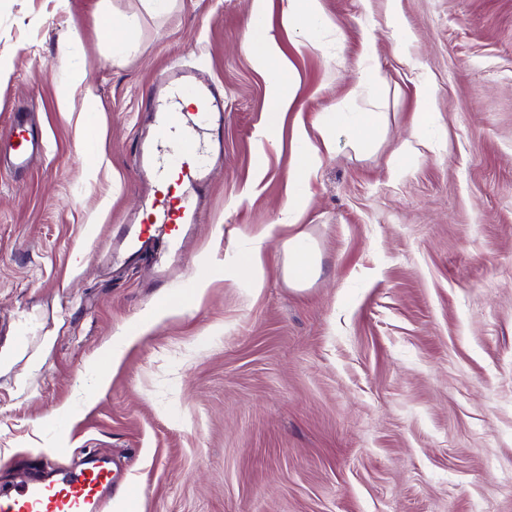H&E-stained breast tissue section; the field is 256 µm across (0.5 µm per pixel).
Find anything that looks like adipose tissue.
Returning <instances> with one entry per match:
<instances>
[{"mask_svg":"<svg viewBox=\"0 0 512 512\" xmlns=\"http://www.w3.org/2000/svg\"><path fill=\"white\" fill-rule=\"evenodd\" d=\"M284 22L289 30L301 34L307 45L316 46V34L324 25L320 0H287ZM244 47L259 58L266 77L269 107L265 128L269 131L280 129L284 116L297 99L299 83L267 25L264 0H253ZM295 137L300 147L288 168V193L283 203V211L292 225L297 222L301 195L320 166L323 151L332 146L331 138L326 136L320 143H313L302 127L296 129ZM268 237L265 230L254 235L248 248L234 253L229 261L236 276L249 281L257 291L265 281V243ZM283 249L288 256L284 268L288 280L297 285L309 280L316 271V264L314 252L305 236L298 233L285 239Z\"/></svg>","mask_w":512,"mask_h":512,"instance_id":"1","label":"adipose tissue"}]
</instances>
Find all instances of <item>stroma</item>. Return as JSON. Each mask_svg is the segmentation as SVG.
<instances>
[{
  "mask_svg": "<svg viewBox=\"0 0 512 512\" xmlns=\"http://www.w3.org/2000/svg\"><path fill=\"white\" fill-rule=\"evenodd\" d=\"M319 49L266 21L300 81L278 143L243 49L253 0H0V137L35 113L48 152L0 168V480L54 455L123 468L105 512H512V0H320ZM134 15L130 47L104 15ZM373 41L383 76L359 83ZM175 67L224 94V158L183 253L131 262L112 242L150 183L134 143ZM84 70L94 99L71 87ZM436 141L396 163L421 90ZM69 91L71 107L59 106ZM381 112L373 144L318 124ZM331 134L285 226L294 124ZM272 227L261 291L226 264ZM320 268L297 287L282 243ZM210 283L192 304L195 266ZM190 309L149 324L161 294ZM99 384L101 348L132 328Z\"/></svg>",
  "mask_w": 512,
  "mask_h": 512,
  "instance_id": "stroma-1",
  "label": "stroma"
}]
</instances>
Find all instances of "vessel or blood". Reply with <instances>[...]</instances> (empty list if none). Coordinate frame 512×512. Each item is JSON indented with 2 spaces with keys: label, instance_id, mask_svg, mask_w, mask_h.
I'll return each mask as SVG.
<instances>
[{
  "label": "vessel or blood",
  "instance_id": "1",
  "mask_svg": "<svg viewBox=\"0 0 512 512\" xmlns=\"http://www.w3.org/2000/svg\"><path fill=\"white\" fill-rule=\"evenodd\" d=\"M195 106L183 108V99ZM151 140L135 145L142 178L164 181L177 172L183 188L180 200L155 191L146 204V221L125 227L117 246L131 254L167 250L183 245L190 225L202 218L200 188L208 183L211 166L224 155L223 138H209V131L224 123V99L214 85L198 80L190 69H176L154 85L149 101ZM178 138V152H164L162 145ZM47 150L38 125L23 112L14 113L10 133L0 137V163L16 174L28 170L32 159ZM41 474L14 487L0 486V512H103L112 500L113 470L107 460H91L73 471L59 472L53 457L40 460Z\"/></svg>",
  "mask_w": 512,
  "mask_h": 512
}]
</instances>
